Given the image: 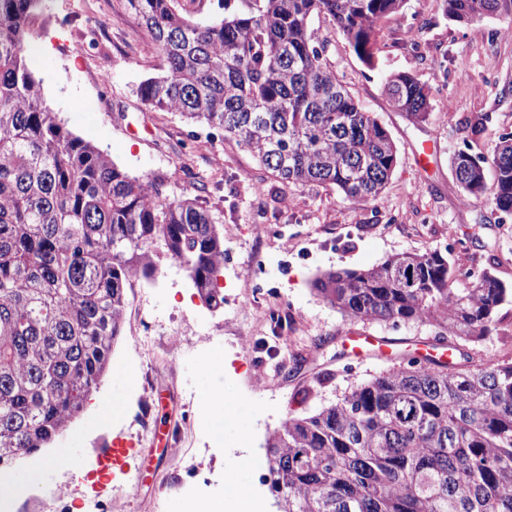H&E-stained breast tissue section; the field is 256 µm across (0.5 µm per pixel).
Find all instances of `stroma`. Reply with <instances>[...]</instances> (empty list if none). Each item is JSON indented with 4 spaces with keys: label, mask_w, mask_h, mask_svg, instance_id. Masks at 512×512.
Instances as JSON below:
<instances>
[{
    "label": "stroma",
    "mask_w": 512,
    "mask_h": 512,
    "mask_svg": "<svg viewBox=\"0 0 512 512\" xmlns=\"http://www.w3.org/2000/svg\"><path fill=\"white\" fill-rule=\"evenodd\" d=\"M47 22L32 53L48 104L65 126L99 148L131 176L164 175L179 198L199 197L224 234L227 258L217 287L224 305H206L187 273L165 262L144 280L142 297L127 312H143L157 335L178 332L170 351L135 349L127 337L112 346L94 400L41 450L20 456L10 471L35 472L34 489L18 492L13 512H80L76 475L95 476L113 442L131 443L120 467L135 480L127 496L102 491L88 512H189L190 499L240 512L235 485L259 489L257 512H276L260 488L268 432L291 414L310 415L354 385L391 366L382 357L359 358L344 345L348 332L384 336L407 347L431 336L417 323H361L331 307L313 288L328 271L366 270L397 253L447 254L452 268L474 267L512 283V214L496 212L466 194L451 166L463 148L486 155L512 133V20L487 16L468 24L446 18L441 0H404L379 26L375 68H367L328 17H313L317 41L337 78L374 112L398 146L396 167L378 204L351 201L334 188L283 183L235 142L179 116L150 109L135 93L159 73L162 57L127 0H47ZM466 78H459V68ZM407 72L431 89L430 119L414 125L394 112L384 92L388 74ZM81 101L73 111V101ZM482 118L483 129L468 125ZM207 149H198V141ZM432 144L430 165L419 162ZM461 240L462 250L448 244ZM259 263L268 290L253 305L248 268ZM282 319L270 321L266 307ZM248 337L242 354L239 337ZM329 374L310 401L292 394L313 377ZM223 395L237 420L215 425L191 400ZM117 400L119 411L100 418L98 401ZM149 407L151 427L137 420ZM190 446L192 468L179 453ZM78 455L77 472L52 464L59 449Z\"/></svg>",
    "instance_id": "1"
}]
</instances>
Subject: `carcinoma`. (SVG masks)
I'll use <instances>...</instances> for the list:
<instances>
[{"label":"carcinoma","mask_w":512,"mask_h":512,"mask_svg":"<svg viewBox=\"0 0 512 512\" xmlns=\"http://www.w3.org/2000/svg\"><path fill=\"white\" fill-rule=\"evenodd\" d=\"M43 2L0 0V464L45 447L83 411L121 336L132 277L172 260L208 306L224 305V236L210 211L170 196L160 175L130 176L45 100L29 66ZM127 2L164 61L137 85L142 103L222 132L283 182L382 199L397 146L336 78L311 20L327 16L372 68L377 29L403 0H251L207 23L186 20L177 0ZM442 2L456 22L512 16V0ZM384 88L410 122L429 119L431 90L417 77L391 74ZM462 156L451 161L462 190L511 213L512 138L464 168ZM314 286L353 320L424 323L454 351L492 336L512 304V284L490 272L457 291L437 251L330 271ZM265 455L278 512H512V357L466 368L406 354L336 403L288 416Z\"/></svg>","instance_id":"1"}]
</instances>
